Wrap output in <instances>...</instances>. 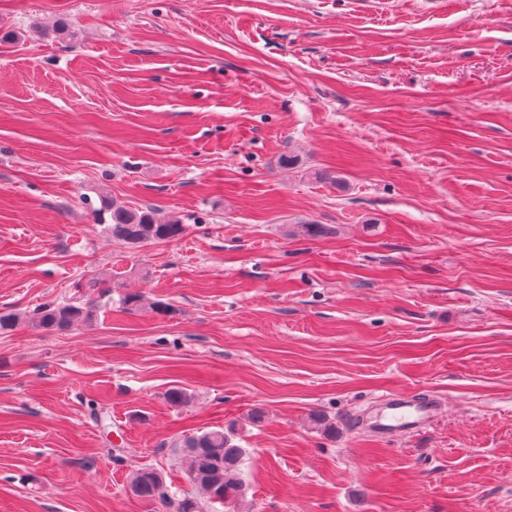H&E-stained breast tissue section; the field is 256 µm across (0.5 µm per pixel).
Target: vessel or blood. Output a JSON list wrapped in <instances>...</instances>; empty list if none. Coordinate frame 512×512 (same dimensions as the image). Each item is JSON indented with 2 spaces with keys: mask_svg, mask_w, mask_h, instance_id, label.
<instances>
[{
  "mask_svg": "<svg viewBox=\"0 0 512 512\" xmlns=\"http://www.w3.org/2000/svg\"><path fill=\"white\" fill-rule=\"evenodd\" d=\"M436 415L433 400L387 394L383 397L381 408L372 416L370 427L385 437L409 434L425 429Z\"/></svg>",
  "mask_w": 512,
  "mask_h": 512,
  "instance_id": "obj_1",
  "label": "vessel or blood"
}]
</instances>
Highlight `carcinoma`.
<instances>
[{"label":"carcinoma","instance_id":"cac0c4a2","mask_svg":"<svg viewBox=\"0 0 512 512\" xmlns=\"http://www.w3.org/2000/svg\"><path fill=\"white\" fill-rule=\"evenodd\" d=\"M96 220L112 237L132 246L176 240L187 225L170 218L162 221L152 206L128 207L107 199L96 210ZM97 314V305L85 302L49 301L32 311L0 310V334L24 325L37 332L58 333L89 322ZM231 431L210 430L183 438L179 442L188 463L189 483L203 491L211 503L238 505L245 499L243 466L247 449L234 443ZM133 496L159 502L167 512H203L201 502L190 492L166 485L162 475L151 468H141L128 483Z\"/></svg>","mask_w":512,"mask_h":512}]
</instances>
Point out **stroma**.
<instances>
[{
  "label": "stroma",
  "instance_id": "stroma-1",
  "mask_svg": "<svg viewBox=\"0 0 512 512\" xmlns=\"http://www.w3.org/2000/svg\"><path fill=\"white\" fill-rule=\"evenodd\" d=\"M79 283L0 335V512H160L221 427L245 512H512V0H0V309ZM389 393L441 410L380 440ZM95 213L97 224H103L107 233L132 246L176 240L187 231L178 219L160 220L152 206L133 208L102 199ZM97 305L90 300L83 302L49 301L32 311L18 309L0 310V334L14 331L24 325L34 331L58 333L71 330L75 325L93 320ZM167 486L162 475L151 468H141L128 483L133 496L150 502H160L169 512H203L201 502L190 492Z\"/></svg>",
  "mask_w": 512,
  "mask_h": 512
}]
</instances>
